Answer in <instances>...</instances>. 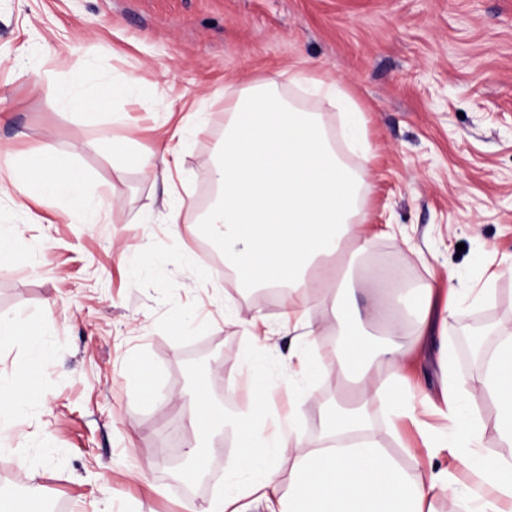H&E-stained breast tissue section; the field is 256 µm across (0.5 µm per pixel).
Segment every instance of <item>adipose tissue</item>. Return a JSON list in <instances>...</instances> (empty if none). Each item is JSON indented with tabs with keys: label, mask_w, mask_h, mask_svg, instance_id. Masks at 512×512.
I'll return each instance as SVG.
<instances>
[{
	"label": "adipose tissue",
	"mask_w": 512,
	"mask_h": 512,
	"mask_svg": "<svg viewBox=\"0 0 512 512\" xmlns=\"http://www.w3.org/2000/svg\"><path fill=\"white\" fill-rule=\"evenodd\" d=\"M228 114L220 161L214 172L217 200L198 217L224 241V264L237 288H269L280 298V326L272 328L263 315L247 323L258 350L269 349L278 332L314 335L310 313L314 305L328 312L342 341L336 350L341 368L354 373L356 390L351 407L334 402L322 409L323 432L313 441L296 431L298 413L289 414L276 432H267L255 412L269 395L247 362L253 410L226 416L208 399H200L191 418L204 438L223 427L240 430L246 450L244 467L260 472L258 480L212 501L205 512H425L438 496L454 505L477 501L476 512H502L501 499H512V459L473 457L481 436L479 424L457 410L458 387L448 363L447 345H436L434 326H447V307H436L432 286L406 289L392 267L380 268L375 279L392 291L391 305L361 309L353 283L344 269L346 249H366V225L357 221L359 202L367 185L362 166L340 158L319 113L303 109L283 96L277 80L244 90L224 106ZM23 180L15 189L84 200L86 179L75 168L59 167L42 150L22 160ZM414 309V338L401 337V311ZM439 350L440 397L448 411L452 437L448 450L463 449L459 461L473 468L478 484L458 492L448 472L434 468L440 445L423 439L410 449L416 473L407 472L382 446L363 437L364 413L373 403L397 405L401 392L381 381L383 369L402 371L414 355ZM479 396L490 397L498 410L500 438L512 444V329L501 330V341L490 355ZM292 462L287 495H280L281 458Z\"/></svg>",
	"instance_id": "obj_1"
}]
</instances>
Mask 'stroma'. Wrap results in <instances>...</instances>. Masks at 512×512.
I'll list each match as a JSON object with an SVG mask.
<instances>
[{"mask_svg": "<svg viewBox=\"0 0 512 512\" xmlns=\"http://www.w3.org/2000/svg\"><path fill=\"white\" fill-rule=\"evenodd\" d=\"M298 71L337 82L360 110L372 161L358 221L370 241L354 266L398 267L413 286L485 289L483 303H460L448 320L450 368L484 427L482 452L512 455L495 403L471 398L484 360L458 336L512 327V0H0V232L14 254L0 270V315L31 326L45 304L55 311L44 398L16 410L0 440V496L29 498L31 512H185L241 479L242 441L229 427L200 480L174 478L171 463L202 443L190 422L199 395L228 415L251 408L244 323L260 313L276 324L279 300L219 277L190 215L172 234L166 184L120 149L146 154L168 142L181 196L203 201L224 102L251 83L277 77L339 137L341 112L290 83ZM108 82L129 88L95 122L59 98L73 83L97 94ZM36 148L85 174L86 202L15 191L20 161ZM313 321L320 334L278 337L259 356L271 432L294 399L289 356L318 364L298 424L306 441L320 435L321 408L342 382L322 310ZM140 363L151 374L137 383L129 372ZM404 375L412 407L438 388L437 355ZM367 421L413 469L410 420L374 405Z\"/></svg>", "mask_w": 512, "mask_h": 512, "instance_id": "35a3bbf8", "label": "stroma"}]
</instances>
